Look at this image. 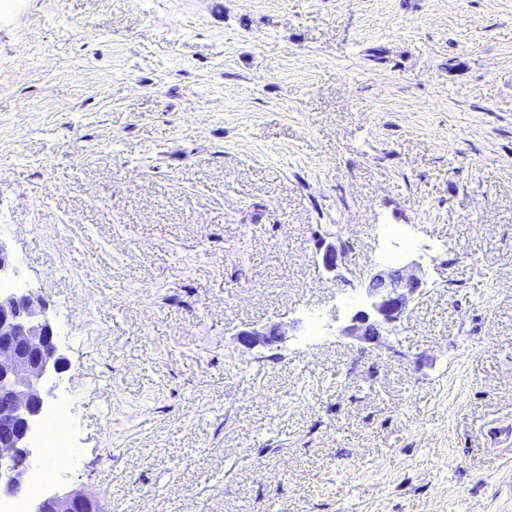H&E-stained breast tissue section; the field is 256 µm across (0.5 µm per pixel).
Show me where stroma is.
Masks as SVG:
<instances>
[{
	"mask_svg": "<svg viewBox=\"0 0 512 512\" xmlns=\"http://www.w3.org/2000/svg\"><path fill=\"white\" fill-rule=\"evenodd\" d=\"M381 224L427 286L363 347ZM0 237L65 359L52 488L512 512V0H0ZM338 244L330 243L322 244L319 248V251L324 247V252L322 255V265L324 270L327 273L334 274V278L340 276L339 269L342 264V255L345 249V244L337 238ZM288 322H278L270 326L252 327L247 330L237 332L236 340L249 349L257 346L268 347L272 345L284 344L288 341L289 329Z\"/></svg>",
	"mask_w": 512,
	"mask_h": 512,
	"instance_id": "1",
	"label": "stroma"
}]
</instances>
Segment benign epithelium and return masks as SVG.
Listing matches in <instances>:
<instances>
[{"instance_id": "benign-epithelium-1", "label": "benign epithelium", "mask_w": 512, "mask_h": 512, "mask_svg": "<svg viewBox=\"0 0 512 512\" xmlns=\"http://www.w3.org/2000/svg\"><path fill=\"white\" fill-rule=\"evenodd\" d=\"M343 242L324 246L322 265L339 276ZM17 273L16 260L0 237V280ZM419 263L382 268L364 284L367 309L355 312L339 333L365 344H379L407 318L423 290ZM288 323L252 327L236 333L249 349L284 344ZM64 357L56 344L54 321L45 300L31 289L0 288V493L24 491L32 467L29 436L44 409L45 387L60 373ZM29 512H102L97 497L82 489L51 492L33 501Z\"/></svg>"}]
</instances>
